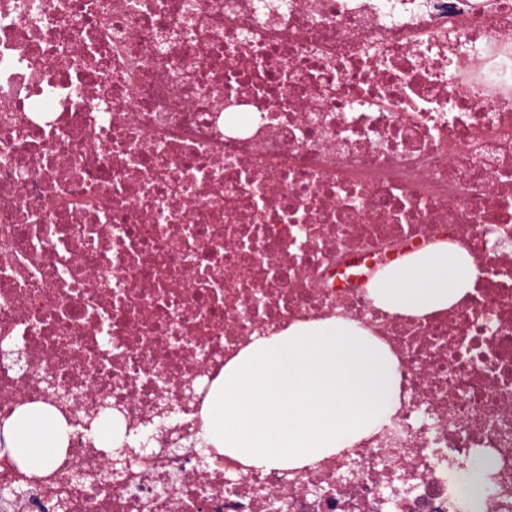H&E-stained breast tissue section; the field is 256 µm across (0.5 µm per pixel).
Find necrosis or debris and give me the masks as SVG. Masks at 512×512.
Returning a JSON list of instances; mask_svg holds the SVG:
<instances>
[{
	"instance_id": "4bbe7bcc",
	"label": "necrosis or debris",
	"mask_w": 512,
	"mask_h": 512,
	"mask_svg": "<svg viewBox=\"0 0 512 512\" xmlns=\"http://www.w3.org/2000/svg\"><path fill=\"white\" fill-rule=\"evenodd\" d=\"M443 245L472 292L375 305ZM336 317L395 358L393 414L197 465L225 364ZM27 409L59 451L0 456V512H464L478 454L512 512V0H0V427Z\"/></svg>"
}]
</instances>
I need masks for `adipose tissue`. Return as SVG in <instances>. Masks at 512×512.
I'll return each instance as SVG.
<instances>
[{
  "label": "adipose tissue",
  "instance_id": "obj_1",
  "mask_svg": "<svg viewBox=\"0 0 512 512\" xmlns=\"http://www.w3.org/2000/svg\"><path fill=\"white\" fill-rule=\"evenodd\" d=\"M471 257L451 247L424 252L391 268L374 295L376 306L423 315L447 309L474 288ZM8 449L28 471L41 473L57 452V440L43 419L18 416L9 429Z\"/></svg>",
  "mask_w": 512,
  "mask_h": 512
}]
</instances>
